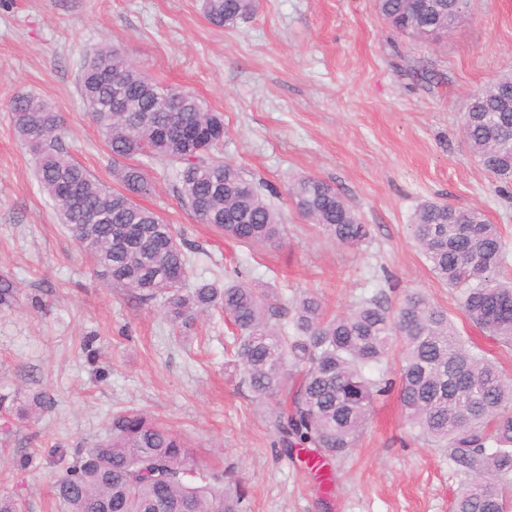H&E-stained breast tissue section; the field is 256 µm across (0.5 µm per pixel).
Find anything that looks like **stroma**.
Masks as SVG:
<instances>
[{
	"label": "stroma",
	"instance_id": "35a3bbf8",
	"mask_svg": "<svg viewBox=\"0 0 512 512\" xmlns=\"http://www.w3.org/2000/svg\"><path fill=\"white\" fill-rule=\"evenodd\" d=\"M104 46L223 114L225 160L276 190L282 245L247 246L199 223L150 168L154 191L139 203L183 233L195 277L257 284L283 315L308 290L331 314L418 291L512 376V347L468 321L459 290L435 278L408 229L425 202L480 209L512 275V184L493 181L460 132L470 95L512 69V0H469L439 44L393 31L376 0H257L231 27L212 25L202 0H0V283L13 287L0 301V396L52 398L31 424L0 415L12 430L0 492L19 495L24 512H54L52 485L72 453L134 410L180 434L201 471L243 484L244 512H450L465 475L407 423L396 394L374 403L348 452L284 454L286 398L262 402L240 384L222 314L175 327L159 302L92 272L39 189L9 108L17 95L41 97L62 115L73 160L112 184V155L79 93L81 64ZM299 176L335 187L369 239L336 245L299 215L288 194Z\"/></svg>",
	"mask_w": 512,
	"mask_h": 512
}]
</instances>
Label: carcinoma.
Instances as JSON below:
<instances>
[{
    "label": "carcinoma",
    "mask_w": 512,
    "mask_h": 512,
    "mask_svg": "<svg viewBox=\"0 0 512 512\" xmlns=\"http://www.w3.org/2000/svg\"><path fill=\"white\" fill-rule=\"evenodd\" d=\"M468 0H434L416 10L409 0H377L380 15L403 35L439 40L451 15ZM207 19L230 26L249 16L253 0H203ZM512 71L480 90L462 115L465 143L482 167L512 179ZM87 112L117 164L120 188L101 184L59 142L61 114L41 98L21 95L11 103L12 122L33 152L42 191L59 205L58 219L112 288L159 300L173 324L212 309L233 326L234 363L259 400L280 395L299 378L288 412L277 429L285 451L311 448L318 456L342 454L364 430L374 401L392 390L385 365L395 343L402 349L399 403L419 435L448 447L467 475L452 512H512V377L485 352L474 350L447 312L419 292L390 307L380 296L344 314L327 313L314 291L290 301L288 321L272 322L276 310L265 293L243 281L223 285L200 280L183 291L192 272L185 243L161 216L136 198L150 194L149 168L159 164L176 184L194 217L245 245L280 244L279 212L240 168L220 155L224 119L207 112L180 87L150 80L112 47L86 60L79 78ZM122 95L128 111H112ZM172 124L202 137L190 144L165 134ZM77 188L74 201L61 186ZM298 212L333 242L358 247L368 225L330 184L304 177L289 189ZM97 217L90 224L87 215ZM410 232L431 272L461 290L467 319L489 337L512 346V279H500L506 248L497 225L478 209L427 203L410 219ZM245 490L224 492V475L200 474L184 440L141 412L119 414L94 447L74 453L54 483L56 512H241Z\"/></svg>",
    "instance_id": "carcinoma-1"
}]
</instances>
